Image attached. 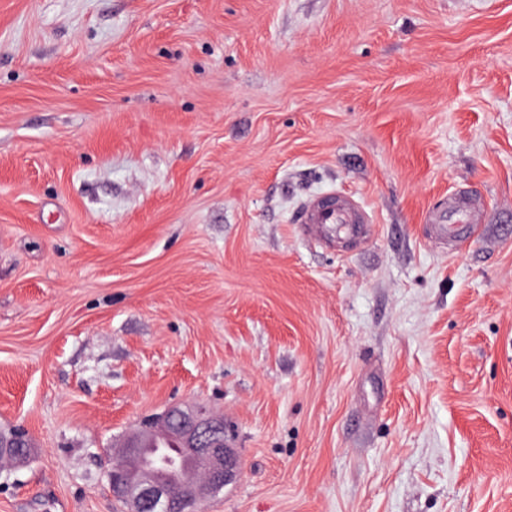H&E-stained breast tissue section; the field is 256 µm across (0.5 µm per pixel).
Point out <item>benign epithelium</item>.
<instances>
[{
    "label": "benign epithelium",
    "instance_id": "benign-epithelium-1",
    "mask_svg": "<svg viewBox=\"0 0 512 512\" xmlns=\"http://www.w3.org/2000/svg\"><path fill=\"white\" fill-rule=\"evenodd\" d=\"M224 418L204 405H173L146 418L112 462V493L125 512H200L239 477Z\"/></svg>",
    "mask_w": 512,
    "mask_h": 512
}]
</instances>
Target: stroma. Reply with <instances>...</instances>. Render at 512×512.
<instances>
[{
  "mask_svg": "<svg viewBox=\"0 0 512 512\" xmlns=\"http://www.w3.org/2000/svg\"><path fill=\"white\" fill-rule=\"evenodd\" d=\"M331 189L373 222L325 248ZM199 401L202 512H512V0H0V512H120ZM298 224L322 243L336 242L340 233H352L359 224H369V218L358 202L347 196L324 193L306 200ZM443 222L445 223L426 224V231L430 230L433 235L440 239L466 241L476 236L481 227V224H474L472 222L448 223V214L447 220ZM224 418L205 405H173L146 418L141 431L125 443L112 462V493L125 512H199L209 496L233 484L240 475L241 457L232 448ZM161 441L180 445L183 460L194 459L205 470L195 483L176 485L178 467L163 468L145 461V453Z\"/></svg>",
  "mask_w": 512,
  "mask_h": 512,
  "instance_id": "35a3bbf8",
  "label": "stroma"
}]
</instances>
